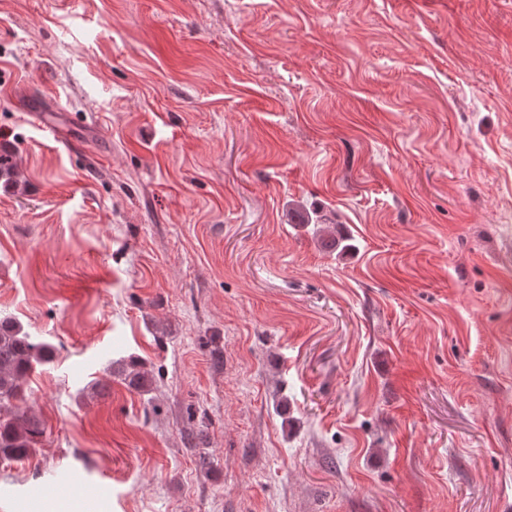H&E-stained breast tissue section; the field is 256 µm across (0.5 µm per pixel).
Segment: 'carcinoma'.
<instances>
[{
    "label": "carcinoma",
    "instance_id": "cac0c4a2",
    "mask_svg": "<svg viewBox=\"0 0 512 512\" xmlns=\"http://www.w3.org/2000/svg\"><path fill=\"white\" fill-rule=\"evenodd\" d=\"M53 349L35 342L23 327L9 318L0 320V459L21 460L40 442L44 429L28 413H4L25 396L26 381L36 367L51 362ZM125 379L136 389H146L151 378L145 363L135 357L125 363Z\"/></svg>",
    "mask_w": 512,
    "mask_h": 512
}]
</instances>
